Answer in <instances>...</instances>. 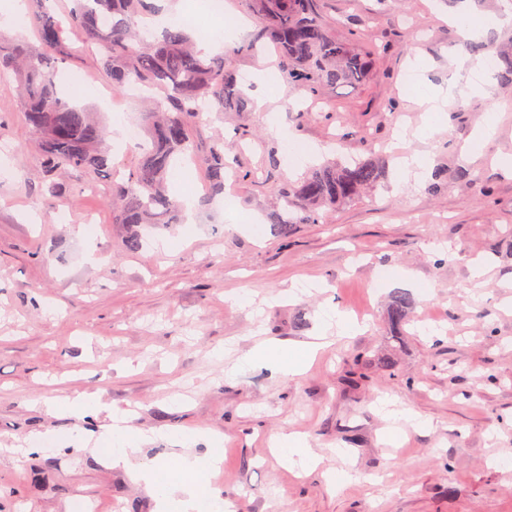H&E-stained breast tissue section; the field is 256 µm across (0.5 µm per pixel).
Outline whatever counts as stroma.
Listing matches in <instances>:
<instances>
[{
	"instance_id": "stroma-1",
	"label": "stroma",
	"mask_w": 512,
	"mask_h": 512,
	"mask_svg": "<svg viewBox=\"0 0 512 512\" xmlns=\"http://www.w3.org/2000/svg\"><path fill=\"white\" fill-rule=\"evenodd\" d=\"M452 9L451 0H320V19L367 57L370 80L316 96L282 82L265 107L203 127L199 153L223 137L242 175L227 189L233 207L212 195L201 161L187 162L192 224L146 229L135 252L111 205L78 176L45 197L16 84L0 79V512H70L77 498L99 512H157L156 494L107 463L100 433L112 408L135 411L151 441L134 461L150 467L208 452L203 440L180 443L184 429L219 434L218 490L234 512H512V467L499 465L512 458V170L503 166L512 162V87L460 101L447 130L426 138L418 92L405 86L414 58L427 63L423 82L439 87L450 55L502 48L498 28L463 41L444 20ZM76 77L91 95L75 96ZM54 78L106 126L142 124L137 96L113 92L90 56L59 65ZM491 112L495 138L463 160L461 147ZM274 122L285 138L270 135ZM291 139L320 162L376 159L385 177L323 223L295 225L285 239L255 235L278 189L305 172L285 158ZM413 152L434 163L426 180L405 183L397 159ZM91 251L97 263H87ZM392 270L407 280L384 283ZM398 291L414 301L400 325L388 317ZM336 310L366 314V326L321 350L305 374L257 365L225 376V358L264 340L312 341ZM428 320L435 335L423 331ZM385 394L432 429L387 443L375 408ZM79 395L98 398L104 413L49 412ZM80 431L98 436L97 448L74 445ZM292 432L322 455L320 468L300 475L279 462L270 442ZM19 437L53 446L19 460L2 453ZM341 470L356 482L331 486Z\"/></svg>"
}]
</instances>
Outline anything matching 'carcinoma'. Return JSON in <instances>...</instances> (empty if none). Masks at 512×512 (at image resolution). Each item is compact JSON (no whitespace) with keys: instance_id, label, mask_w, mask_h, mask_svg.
<instances>
[{"instance_id":"1","label":"carcinoma","mask_w":512,"mask_h":512,"mask_svg":"<svg viewBox=\"0 0 512 512\" xmlns=\"http://www.w3.org/2000/svg\"><path fill=\"white\" fill-rule=\"evenodd\" d=\"M61 16L55 0H33L31 21L39 45L11 41L0 45V76L12 75L19 85V104L35 136L40 154V182L54 195L59 178L69 172L93 185L112 174L114 162L105 131L92 113L62 99L52 82V68L79 51L88 52L110 77L114 90L138 85L160 94L148 97L145 132L148 145L139 160L119 180L111 179L106 198L112 202V222L123 224L130 250L142 246L141 229L178 224L182 203L169 196L167 182L176 160L194 152L195 136L206 125L198 108L207 105L220 115L244 112L247 92L233 71L235 59L272 43L285 64L290 86L318 93L338 86L358 88L370 76L362 54L336 39L318 15L319 0H247L257 18L252 40L234 45L222 56H207L197 48L186 27L170 23L148 40L145 20L158 14L154 0H71ZM84 36L82 47L67 43L65 32ZM495 68L512 84V52L496 54ZM213 193L224 192L229 174L224 141H214L203 158ZM383 169L371 160L332 159L310 169L298 182L284 185L269 217L273 232L288 236L296 224H317L330 211L377 187ZM411 299L393 297L389 318L403 322Z\"/></svg>"}]
</instances>
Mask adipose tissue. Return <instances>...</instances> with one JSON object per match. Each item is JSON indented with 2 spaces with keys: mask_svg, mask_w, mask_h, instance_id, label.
<instances>
[{
  "mask_svg": "<svg viewBox=\"0 0 512 512\" xmlns=\"http://www.w3.org/2000/svg\"><path fill=\"white\" fill-rule=\"evenodd\" d=\"M454 65L447 90L438 89L421 98L422 104L426 106L421 129L425 136L431 137L441 132L445 113L451 111L458 99L482 96L488 92L489 67L486 59L467 57L455 60ZM320 347V342H309L288 357L282 345L266 342L238 357L226 368L225 373L234 376L252 364L263 362L279 374L299 375L307 370ZM376 409L388 423V440L394 442L400 439L404 428L424 430L431 425L429 419L388 396L377 399ZM108 418L104 437L119 446L110 458L112 466L126 469L136 482L144 483L146 488L152 489L156 484H163L165 491L158 501L161 512H196L202 499H218L219 493L210 487L208 476L221 466L223 457L219 452L212 449L201 458L182 457L164 464L158 470L137 465L132 457L148 443V436L138 433L132 427L130 412L114 410Z\"/></svg>",
  "mask_w": 512,
  "mask_h": 512,
  "instance_id": "ef3b65f1",
  "label": "adipose tissue"
}]
</instances>
